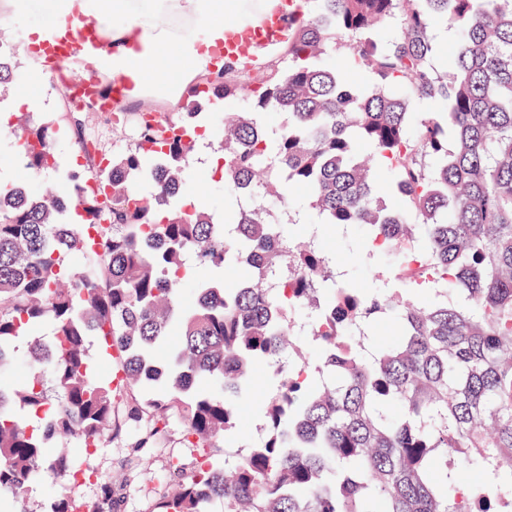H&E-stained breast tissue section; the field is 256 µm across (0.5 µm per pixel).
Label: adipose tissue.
Segmentation results:
<instances>
[{"label":"adipose tissue","instance_id":"adipose-tissue-1","mask_svg":"<svg viewBox=\"0 0 512 512\" xmlns=\"http://www.w3.org/2000/svg\"><path fill=\"white\" fill-rule=\"evenodd\" d=\"M95 14L110 28L117 62L113 74L141 90L185 91L210 67L195 32L220 35L225 25L250 21L243 0H57L50 15Z\"/></svg>","mask_w":512,"mask_h":512}]
</instances>
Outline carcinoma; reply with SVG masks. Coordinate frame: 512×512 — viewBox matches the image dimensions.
<instances>
[{
    "label": "carcinoma",
    "mask_w": 512,
    "mask_h": 512,
    "mask_svg": "<svg viewBox=\"0 0 512 512\" xmlns=\"http://www.w3.org/2000/svg\"><path fill=\"white\" fill-rule=\"evenodd\" d=\"M315 2L289 20L276 62L226 61L202 81L248 106L224 118V201L263 179L288 208V186L302 185L320 223L359 227L397 257L398 287L362 292L331 275L317 237L288 241L264 195L222 220L178 203L193 151L183 128L206 105L192 90L183 112L140 113L139 139L103 174V200L81 192V169L41 194L0 181L1 496L19 501L41 473L77 478L73 459L49 449L120 432L129 395L151 416L139 447L177 417L194 453L190 468L170 460L160 479L171 490L149 512H208L218 500L224 512H462L450 451L504 492L487 503L476 487L474 512H512V0ZM390 21L399 37L386 46ZM444 29L456 45L438 57ZM334 47L362 82L324 63ZM15 57L0 56V87L17 79ZM415 97L439 106L414 124ZM269 110L285 117L272 136ZM15 135L27 169L56 168L54 121L27 115ZM378 167L392 176L386 192ZM66 251L80 261L64 263ZM238 258L247 280L211 276ZM290 311L313 313L314 352L296 342ZM386 317L397 336L374 347L369 329ZM47 321L51 339L31 340L28 378L14 384V340ZM91 336L118 383L94 374ZM261 364L279 379L264 435L222 468L217 440ZM88 509L117 512L115 485Z\"/></svg>",
    "instance_id": "1"
}]
</instances>
